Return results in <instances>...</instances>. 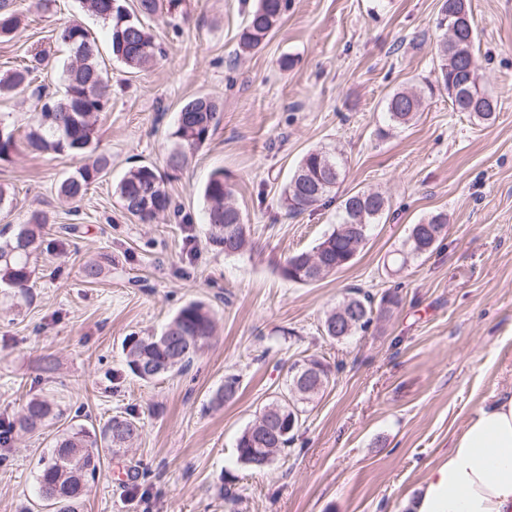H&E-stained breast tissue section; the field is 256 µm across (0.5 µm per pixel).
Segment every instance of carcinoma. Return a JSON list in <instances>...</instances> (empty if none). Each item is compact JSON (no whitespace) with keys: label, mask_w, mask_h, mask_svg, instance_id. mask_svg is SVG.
Wrapping results in <instances>:
<instances>
[{"label":"carcinoma","mask_w":512,"mask_h":512,"mask_svg":"<svg viewBox=\"0 0 512 512\" xmlns=\"http://www.w3.org/2000/svg\"><path fill=\"white\" fill-rule=\"evenodd\" d=\"M11 5L12 0H0V37L12 36L20 27L21 20ZM83 7L109 26L113 58L135 70L152 62L155 57L152 35L118 0H84ZM284 7V0H258L240 34L239 46L244 50L259 46L280 23ZM450 13L460 16L459 38L468 41V51L464 56L452 53L448 51V40H442L437 46L435 82L447 91L453 111L467 112L479 121L493 120L497 103L480 84L475 51L477 34L466 0H443L439 27H444ZM56 40L70 51V61L65 65V94L61 99L45 97L44 87H35L34 95L42 101L40 118L20 138L0 122V160L23 150L46 154L67 151L88 158V163L59 186L60 196L76 205L83 199L88 186L109 166L108 157L96 153V148L99 141L97 117L108 104L111 85L101 67L97 42L81 23L73 21L61 26ZM50 60V51L37 50L31 64L0 79V95L31 86L34 72L41 65L48 66ZM420 106V94L397 91L386 100L388 119L393 125L406 124L419 112ZM219 112L220 105L205 97L192 99L182 106L171 133L174 148L169 154V165L179 166L184 161L185 150L204 144L220 121ZM342 165V157L330 149L321 147L305 153L282 189L281 203L287 213L296 215L321 205L336 190ZM116 193L122 208L142 223L152 222L172 205L161 174L151 164L129 169L117 184ZM204 194L208 201L206 221L210 242L226 256L240 253L249 243L250 227L231 202L234 189L224 179L223 172L211 176ZM387 209L388 201L378 191L359 190L346 194L336 228L312 250L289 256L278 267L280 276L292 283L308 285L338 272L354 259L367 240L369 226L379 223ZM447 223V215L437 212L411 225L401 247L391 255V267L402 268L409 258L433 251ZM45 224L46 215L35 213L30 223L0 239L1 289L29 297L35 272L31 255L37 249ZM313 259L319 264L316 275L311 272ZM395 303L396 295L390 291L377 300L368 291L353 289L336 311L326 317L324 332L332 339L338 335L348 338L369 327L375 308ZM213 332L211 310L200 302H191L177 312L160 334L128 337L124 345L126 365L135 377L145 382L170 372H184ZM301 369L308 374V383L298 386L295 379H290L284 395L268 403L262 418L245 428L237 440L238 460L254 471L265 469L264 461H275L290 446L305 412L302 404L312 401L329 385L341 364L332 367L319 359L305 358L301 360ZM239 384V376H226L216 401L233 400ZM51 410L47 400L32 398L25 404L16 424L22 430L33 431ZM137 432V422L133 418L116 415L98 433L83 424L63 433L52 446L50 455L42 459L43 468L37 475L39 496H44L47 490L52 493L51 500H41L42 508L50 512H80L86 487L100 470V449L125 448Z\"/></svg>","instance_id":"cac0c4a2"}]
</instances>
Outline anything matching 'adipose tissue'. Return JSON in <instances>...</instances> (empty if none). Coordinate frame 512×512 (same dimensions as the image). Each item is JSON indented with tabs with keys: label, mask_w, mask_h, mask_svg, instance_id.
Listing matches in <instances>:
<instances>
[{
	"label": "adipose tissue",
	"mask_w": 512,
	"mask_h": 512,
	"mask_svg": "<svg viewBox=\"0 0 512 512\" xmlns=\"http://www.w3.org/2000/svg\"><path fill=\"white\" fill-rule=\"evenodd\" d=\"M412 512H512V393L480 408L426 478Z\"/></svg>",
	"instance_id": "adipose-tissue-1"
}]
</instances>
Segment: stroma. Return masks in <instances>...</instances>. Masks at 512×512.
I'll list each match as a JSON object with an SVG mask.
<instances>
[{
    "label": "stroma",
    "instance_id": "1",
    "mask_svg": "<svg viewBox=\"0 0 512 512\" xmlns=\"http://www.w3.org/2000/svg\"><path fill=\"white\" fill-rule=\"evenodd\" d=\"M442 0H288L275 33L249 53L240 32L257 0H159L151 16L130 14L154 36L153 65L132 70L104 56L112 85L99 116L106 174L79 206L58 186L80 167L63 152L24 151L0 161V187L13 200L0 226L20 227L33 211L49 222L32 261V300L0 293V422L15 421L34 397L56 417L0 446V512H32L40 461L73 423L102 428L132 415L138 437L103 454L82 512H409L465 422L512 392V0H468L478 35L482 84L497 118L455 112L435 78ZM22 24L0 39V78L35 48L52 56L41 73L64 91L56 28L81 22L99 43L107 27L80 0H16ZM291 68H281L282 59ZM422 96L415 118L388 126L396 91ZM204 96L221 105L209 139L184 166L168 164L182 105ZM35 98H0V119L16 132L33 124ZM336 151L341 182L324 204L289 215L281 191L312 148ZM140 164L157 167L169 211L143 224L122 209L116 186ZM235 186L233 201L251 244L227 256L209 242L203 189L214 172ZM382 192L387 220L371 225L350 265L309 285L277 267L332 231L346 193ZM443 211L448 225L433 252L391 275L386 262L409 225ZM77 225L76 235L63 232ZM98 262L97 279L85 278ZM400 302L367 331L336 341L327 314L348 288ZM214 311L216 328L191 367L146 383L126 367L123 341L160 333L186 304ZM314 356L344 368L306 407L305 421L265 471L237 459L239 434L291 365ZM54 359L52 373L39 369ZM234 400H215L227 375Z\"/></svg>",
    "mask_w": 512,
    "mask_h": 512
}]
</instances>
